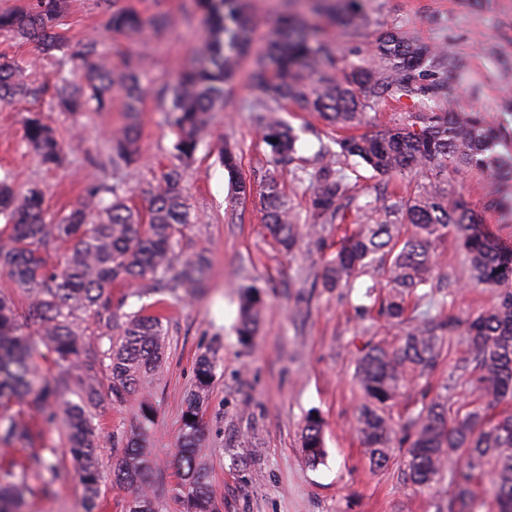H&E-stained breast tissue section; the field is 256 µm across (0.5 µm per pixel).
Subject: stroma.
Masks as SVG:
<instances>
[{
	"mask_svg": "<svg viewBox=\"0 0 512 512\" xmlns=\"http://www.w3.org/2000/svg\"><path fill=\"white\" fill-rule=\"evenodd\" d=\"M144 14L165 11L169 29L163 37L146 32L125 36L112 32L100 0H70L60 26L70 48L97 43L109 64L121 65L132 55L145 63L141 85L140 155L120 171L127 182L128 204L147 213L149 203L137 190L150 177L174 140L165 123L167 101L161 90L173 87L180 71L191 65L206 37L207 26L192 0H117ZM364 17L355 31L330 22L313 0H248L253 53L262 52L277 34L281 12L295 8L318 39H328L337 56L349 63L369 64L377 36L388 29L406 30L420 42L442 47L456 61L448 72V96L467 112L499 117L501 98L512 96V0H357ZM8 61L43 79L54 66L31 42L0 30V62ZM251 60H244L222 111L216 112L210 136L200 145L189 168L186 196L193 224L183 231V257L204 253L210 260L205 288L196 297L170 300L164 309L168 335L163 362L146 377L137 393L122 403L102 398L95 407L100 425L99 461L111 471L134 430L144 432L150 460V481L163 512H184L174 495L179 481L174 465L187 393L195 387L200 355L212 352L217 366L204 405L205 464L220 512H448V478L426 490L407 484L399 460L371 467L358 435L352 430L361 401L354 383L355 358L372 337L397 342L400 331L387 329L379 310L384 286L370 277L351 288H326L321 266L334 254L341 237L328 225L322 242L303 240L293 253L280 251L263 218L261 197L270 176L284 185L287 199L307 216L308 187L295 186L288 168H274L270 149L254 121L259 96L249 82ZM41 116L57 130L63 144L60 166L44 167L24 140L29 118ZM280 116L299 134L300 156L312 158L322 139L333 133L321 118L299 105L284 103ZM125 123L123 99L113 95L106 111L64 112L54 88L36 96L0 101V172L9 171L16 187L37 182L45 190L47 219L68 213L84 199L86 188L103 175L102 151L112 131ZM239 149V171L250 182L246 199H235L220 162L223 143ZM450 195L483 211L490 229L512 244V212L487 211L486 182L475 169L448 172ZM458 286L448 298L451 318L473 317L491 307L495 292L468 285L463 267L451 270ZM253 285L263 299L262 321L251 347L234 333L238 289ZM465 355L462 336L447 342L430 376L408 384L393 407L396 423L422 402L447 399L457 409L474 379L459 376L456 363ZM147 399L153 419L141 424L138 403ZM323 421L327 457L309 467L300 436L309 413ZM33 447L51 448L65 478L42 486L29 479L22 512H85L84 489L66 453L61 426H41Z\"/></svg>",
	"mask_w": 512,
	"mask_h": 512,
	"instance_id": "stroma-1",
	"label": "stroma"
}]
</instances>
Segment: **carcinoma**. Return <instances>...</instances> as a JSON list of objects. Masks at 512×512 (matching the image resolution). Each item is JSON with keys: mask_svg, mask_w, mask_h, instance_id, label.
<instances>
[{"mask_svg": "<svg viewBox=\"0 0 512 512\" xmlns=\"http://www.w3.org/2000/svg\"><path fill=\"white\" fill-rule=\"evenodd\" d=\"M196 6L210 33L198 50V61L181 71L172 89L167 124L174 141L168 162L159 163L153 176L138 184L149 200L146 216L126 204L125 182L101 180L86 189L77 208L48 224L41 185L31 182L17 190L9 173L0 176V218L7 229L0 234V272L29 302L21 316L13 299L0 294V512H19L29 490L15 480L16 467L48 471L55 479L61 476L39 450L29 449L21 462L14 458L16 447L27 443L40 424L56 422L62 423L68 453L84 486L87 512L99 507L104 473L99 466L98 427L86 402L67 400L65 391L75 377L87 402L96 400L97 377L104 367L111 377L110 400L126 401L141 377L161 366L166 336L159 311L144 306L129 313L112 309V288L120 283L128 289L121 297L123 306L130 298L164 291L180 300L202 288L207 271L203 256L186 260L180 271H174L181 252L179 234L192 223L185 178L214 112L227 103L236 81L247 46V19L243 0H196ZM66 7L67 0H29L23 9L0 13V29L39 43L42 53L55 59L56 91L64 108L84 110L93 103L103 110L112 93L124 95L127 123L108 140L107 151L110 166L128 167L138 150L141 62L131 60L115 72L101 61L94 42L69 54L58 31ZM326 9L345 28L361 24L356 0H329ZM167 24V14L160 10L144 17L131 8L113 11L108 20L112 29L129 35L145 27L161 32ZM75 56L83 62L78 83L65 70ZM375 56L374 64L346 67L338 78L330 42L313 40L298 29L293 16L282 17L278 36L267 53L256 58L249 74L252 85L264 94L256 122L271 159L282 164L297 153L299 135L277 116L283 101L300 104L340 135L320 142L313 170L291 171L298 186L308 178L314 182L309 208L320 223H299V215L272 178L263 194L266 227L278 247L290 253L303 238L304 228L318 236L325 224L345 223L351 209L362 218L325 261L322 280L327 288H350L367 274L385 277L386 323L403 332L394 348L368 340L356 360L363 403L354 429L370 463L378 468L393 457L396 425L390 410L402 387L410 379L427 376L447 338L458 333L460 322L443 316L444 301L436 305L434 315L405 318L406 299L417 289L451 287L448 280L434 282L440 271L435 244L450 234L457 239L471 284L493 286L499 292L491 310L465 323L468 351L460 369L478 373L480 405L451 420L445 403H423L405 425L402 470L417 488L430 487L448 472L455 487L448 512H472L466 505L477 498V481L489 468L494 473L497 512H512V415L493 418L500 404L512 400V246L488 229L480 212L451 200L441 180L450 166L477 168L497 182V189L486 194L485 209L499 210L512 197V124L507 120L512 117V98L502 101L496 122L481 112L455 111L448 98V55L399 31L379 36ZM41 91L42 86L23 79L14 65L0 63V99ZM405 102L414 108L406 122L374 135L347 134L368 122V111L383 103ZM24 138L43 164L61 162V145L40 118L28 120ZM352 157L379 176L414 171L430 178L407 197L381 191L374 200L362 202L347 174ZM221 162L236 198L249 196L251 185L241 177L231 148H224ZM60 244L67 250L58 264L51 265L49 252ZM261 307L256 287H240L235 332L244 346L258 331ZM87 320L99 336L93 346L81 329ZM47 362L53 370L43 369ZM214 369V357H199L195 389L185 399L175 467L186 512H219L208 471L199 459L202 408ZM16 403L25 404L28 413L11 412ZM302 452L313 468L326 457L323 423L317 416L306 419ZM148 470L143 434L133 433L112 469V480L132 489L126 512H159L147 482Z\"/></svg>", "mask_w": 512, "mask_h": 512, "instance_id": "cac0c4a2", "label": "carcinoma"}]
</instances>
